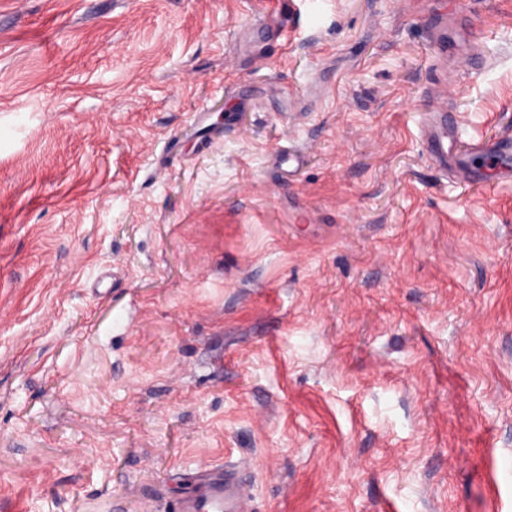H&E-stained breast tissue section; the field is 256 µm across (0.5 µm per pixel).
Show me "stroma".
I'll list each match as a JSON object with an SVG mask.
<instances>
[{
    "mask_svg": "<svg viewBox=\"0 0 512 512\" xmlns=\"http://www.w3.org/2000/svg\"><path fill=\"white\" fill-rule=\"evenodd\" d=\"M434 111L512 126V0H0V512H512V185ZM453 134L448 132V116L435 118L425 130L426 152L435 163L448 167L450 161H467L469 151L483 153L489 156L490 162L506 175L512 178V134L497 135L495 139L469 142L468 149L461 148V139L457 125ZM201 479L207 484V492L203 498L190 499L178 504L177 512H242L247 510L245 494L236 479L224 474V481L214 480L206 472Z\"/></svg>",
    "mask_w": 512,
    "mask_h": 512,
    "instance_id": "1",
    "label": "stroma"
}]
</instances>
